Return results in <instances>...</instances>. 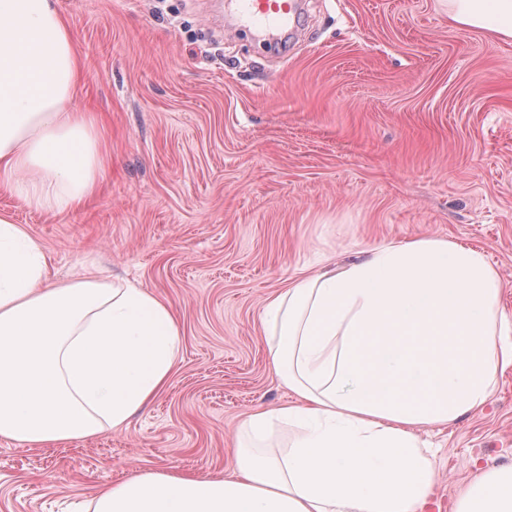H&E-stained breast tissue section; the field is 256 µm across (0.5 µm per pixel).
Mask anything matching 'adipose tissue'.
<instances>
[{
  "label": "adipose tissue",
  "mask_w": 512,
  "mask_h": 512,
  "mask_svg": "<svg viewBox=\"0 0 512 512\" xmlns=\"http://www.w3.org/2000/svg\"><path fill=\"white\" fill-rule=\"evenodd\" d=\"M451 26L512 41V0H444ZM55 0H0V190L79 208L105 168L96 113ZM50 257L0 213V438L32 448L119 429L166 386L173 311L102 275L54 283ZM486 255L444 238L381 243L292 281L261 320L291 402L241 424L229 479L144 473L104 486L92 512H423L436 475L420 426L484 407L512 365V318ZM285 448L267 451L275 426ZM454 512H512V466Z\"/></svg>",
  "instance_id": "obj_1"
}]
</instances>
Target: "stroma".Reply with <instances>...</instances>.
Wrapping results in <instances>:
<instances>
[{
	"label": "stroma",
	"mask_w": 512,
	"mask_h": 512,
	"mask_svg": "<svg viewBox=\"0 0 512 512\" xmlns=\"http://www.w3.org/2000/svg\"><path fill=\"white\" fill-rule=\"evenodd\" d=\"M103 122L94 195L55 214L0 190L64 280L96 270L175 313L166 387L118 430L50 448L0 439V512H75L144 472L231 476L240 422L291 401L266 298L377 243L483 249L512 316V44L455 29L439 0H302L274 53L229 0H57ZM419 434L452 512L512 465V366L490 401Z\"/></svg>",
	"instance_id": "obj_1"
}]
</instances>
